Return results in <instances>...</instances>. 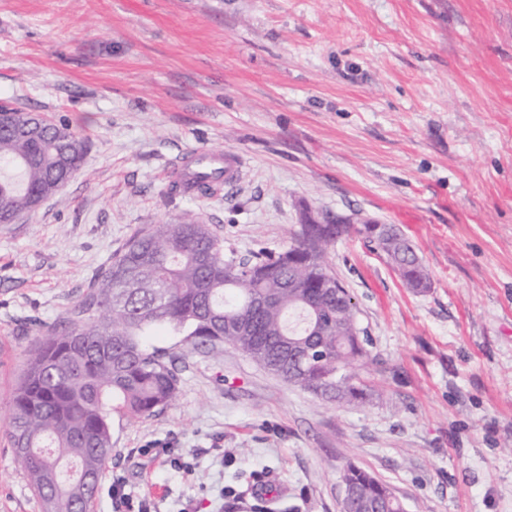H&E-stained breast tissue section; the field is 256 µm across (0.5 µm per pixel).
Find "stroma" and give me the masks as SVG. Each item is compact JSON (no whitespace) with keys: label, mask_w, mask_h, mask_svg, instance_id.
Returning a JSON list of instances; mask_svg holds the SVG:
<instances>
[{"label":"stroma","mask_w":512,"mask_h":512,"mask_svg":"<svg viewBox=\"0 0 512 512\" xmlns=\"http://www.w3.org/2000/svg\"><path fill=\"white\" fill-rule=\"evenodd\" d=\"M0 99L89 141L60 196L0 224V431L37 325L142 227L193 218L244 255L303 210L355 215L431 275L331 248L369 340L359 406L153 329L177 396L113 417L95 512H127L116 477L151 512H339L349 463L407 512H512V0H0ZM200 150L242 154V179L168 198ZM0 512H40L1 442Z\"/></svg>","instance_id":"1"}]
</instances>
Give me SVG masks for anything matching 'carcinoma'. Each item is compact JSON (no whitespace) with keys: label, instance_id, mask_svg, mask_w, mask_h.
I'll return each instance as SVG.
<instances>
[{"label":"carcinoma","instance_id":"obj_1","mask_svg":"<svg viewBox=\"0 0 512 512\" xmlns=\"http://www.w3.org/2000/svg\"><path fill=\"white\" fill-rule=\"evenodd\" d=\"M37 141L0 129V219L29 199L57 195L80 168L87 142L65 123L39 122ZM219 171L196 182L209 195ZM358 233L411 288L430 287L413 244L393 224H300L288 247L238 259L196 221L154 224L132 235L92 279L77 318L44 330L29 353L3 433L42 512H94L112 460V415L149 416L178 390L173 357L149 350L143 331L165 325L193 346L228 343L318 396L348 404L371 396L361 372L367 338L349 291L336 287L329 246ZM342 483L350 512H405L391 488L357 465Z\"/></svg>","mask_w":512,"mask_h":512}]
</instances>
